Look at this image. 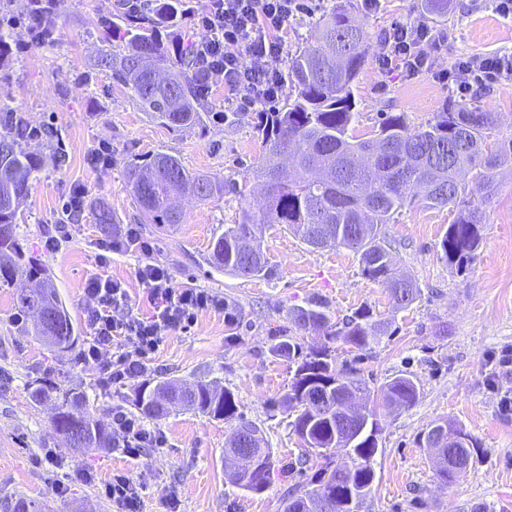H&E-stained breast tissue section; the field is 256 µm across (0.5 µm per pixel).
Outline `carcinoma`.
I'll return each instance as SVG.
<instances>
[{"mask_svg":"<svg viewBox=\"0 0 512 512\" xmlns=\"http://www.w3.org/2000/svg\"><path fill=\"white\" fill-rule=\"evenodd\" d=\"M30 2L29 18L37 39L52 42L56 38L51 23L55 0ZM184 13V0H145L135 12L117 6L105 23L128 36V51L106 52L99 60L151 118L178 129L202 127L208 118L224 119L222 112H209L200 92L194 47L175 38L174 27ZM353 13L350 0L332 6L317 23L322 44L288 52V100L281 109L260 113L257 126L266 146L264 160L256 169V177L267 184L266 208L259 213L242 210L239 222L216 240L219 247L212 249L209 261L214 268L243 278H268L273 268L260 246H254L253 258L248 260L233 250L231 243L257 239L268 224H284L307 243L312 239L310 226L339 224L341 238L327 247H345L358 253L362 273L381 281L394 303L406 308L417 300L419 288L414 283L402 286L401 279L391 272L379 226L389 223L395 212L414 198L430 207L452 206L456 216L448 225L441 250L449 264L463 268L479 245L483 221L480 204L496 193L501 168L512 163V138L490 141L496 113L461 107L439 113L435 122L418 129L408 128L400 115H388L381 122L378 137L355 139L350 131L360 112L352 84L364 66L368 33ZM14 42V27L6 20L0 22V62L9 59ZM289 150L296 156V174L291 179L280 163L281 155ZM50 160L63 162L62 152L53 144L52 129L32 127L24 113L0 107V281L5 285L22 278L50 280L47 268L25 254L17 233L20 204L28 196L35 174ZM125 177L139 213L150 224L182 223V214L172 205L178 193L191 191L206 200L218 193L237 191L235 184L208 174H189L165 152L130 162ZM31 296L53 310L56 320L49 328L37 321L28 325L36 305L18 293L16 322L23 332L42 342L47 336L54 337L49 347L64 356L75 343L66 306L49 285L32 291ZM294 323L304 330H321L328 341L361 351L387 332L384 323L371 320L366 310L334 322L321 301L298 309ZM271 351L296 365L282 398L286 408L297 411L294 434L309 428L312 440L326 451L325 462L310 480L314 488L288 491V512H309L307 503L325 492L334 502L332 512H359L363 499L355 497V490L372 485L375 479L372 460L377 444L364 433L349 448L352 464L348 469L330 467L329 451L336 447V409L342 405V393L334 392L332 403L320 407L300 399L298 390L309 380L364 387L366 381L356 369L346 364L337 366L326 345L306 352L297 337L283 336ZM180 389L184 395L177 404L187 410L224 420L237 416L233 393L214 382H185ZM30 395L39 404L56 400L51 422L58 434H81L89 439L90 449L112 447V431L98 417L89 411L73 412L74 407L85 404L84 395L45 386L33 389ZM419 395L418 384L407 374L394 377L382 389L383 399H394L400 408L415 404ZM257 453V467L249 477L254 493L268 487L273 470L272 451L261 436Z\"/></svg>","mask_w":512,"mask_h":512,"instance_id":"cac0c4a2","label":"carcinoma"}]
</instances>
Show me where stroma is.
<instances>
[{
    "label": "stroma",
    "instance_id": "stroma-1",
    "mask_svg": "<svg viewBox=\"0 0 512 512\" xmlns=\"http://www.w3.org/2000/svg\"><path fill=\"white\" fill-rule=\"evenodd\" d=\"M110 2L56 0V41L41 44L21 37L11 62L0 67V91L7 103L24 112L32 126L56 129L66 156L63 166L49 165L37 173L20 208L18 232L25 253L47 268L78 336L65 362H58L35 337L19 332L14 321V298L26 281L0 286V512H8L20 496L47 502L53 512L82 507L112 512L100 488L117 471L142 484L141 512H168L172 498L178 512H281L287 489L295 483L309 488L314 469L295 466L299 440L291 426L293 415L281 402L293 370L271 347L283 334L299 335L307 349L325 344L323 333L296 332L292 322L294 309L316 300L327 304L333 319L366 307L374 320L389 325L371 350L334 346L337 360L352 361L366 379L380 424L375 480L360 512H473L478 504L486 512H504L512 503V409L504 410L502 401L512 398V366L499 360L512 350V175L502 179L483 207L480 244L466 269L449 265L442 256L440 243L453 219L450 208H430L416 200L382 225L394 272L412 277L420 290L407 308H397L380 281L362 275L354 251L312 248L280 224L266 227L261 237L274 268L271 278L224 273L207 262L214 242L237 223L242 208L256 210L264 203L253 177L264 153L259 114L225 112L224 79L215 76L208 82L207 99L212 111L225 112V120L170 129L150 118L97 64L103 52L118 53L126 46L102 26ZM352 2L368 32L366 62L353 85L360 113L355 135L376 137L388 113L401 114L414 129L465 103L496 113V140L512 137V84L481 88L463 99L433 74L385 79L375 66L391 25L414 17L425 18L447 36L439 69L474 54L512 53V16L499 14L493 0H450L444 21L424 16L421 0H380L373 10L366 0ZM103 143L112 150L107 166L90 161ZM158 151L176 156L189 172L237 182L242 195L227 193L204 202L183 197L178 202L182 223L140 225L152 246L150 256L122 251L100 265L97 208L109 207L118 226L132 223L137 211L125 167ZM74 187L86 191L76 224L61 212L62 198ZM51 237L60 242L57 250L45 247ZM147 260L166 266L175 286L223 296L227 309L200 311L190 328L167 332L142 374L106 390L97 381L98 364L81 360L90 342L83 288L99 273L121 280L133 313H147L137 276ZM402 373L417 378L418 401L398 411L382 407L380 389ZM161 376L218 380L234 393L239 413L260 428L272 450L278 472L265 491L243 492L229 478L224 443L235 421L172 409L146 422L163 431L164 447L131 459L118 448L73 451L52 426L53 403L38 405L30 398L34 388L50 382L83 393L87 410L108 424L116 411L138 415L137 390L155 385ZM440 421L470 436L475 459L464 477L447 485L438 480L432 452L422 442L427 429ZM48 449L57 465L43 463ZM284 467L289 470L285 477L280 474ZM72 470L89 471L93 479L72 484L66 498L56 497L52 483L57 473Z\"/></svg>",
    "mask_w": 512,
    "mask_h": 512
}]
</instances>
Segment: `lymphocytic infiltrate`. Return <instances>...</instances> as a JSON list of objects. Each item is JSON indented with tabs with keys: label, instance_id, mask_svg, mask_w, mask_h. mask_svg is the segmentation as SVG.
Returning a JSON list of instances; mask_svg holds the SVG:
<instances>
[{
	"label": "lymphocytic infiltrate",
	"instance_id": "obj_1",
	"mask_svg": "<svg viewBox=\"0 0 512 512\" xmlns=\"http://www.w3.org/2000/svg\"><path fill=\"white\" fill-rule=\"evenodd\" d=\"M305 9L303 0H207L194 22L206 39L197 47V69L202 79L224 77L228 102L236 111L274 102L282 94L288 44L283 35ZM386 51L378 58L382 76L400 74L414 79L437 72L462 97L474 87L512 81V54L473 55L457 60L448 70L435 69L444 53L443 34L419 20L391 26ZM145 287L150 315L129 313L130 299L120 280L99 274L86 280L84 292L92 300L84 311L91 342L84 359L99 361L101 386L123 385L142 373L166 332L189 327L197 312L224 309V299L202 288L174 286L168 269L148 262L138 269ZM125 455L138 457L148 448L165 443L163 433L147 428L134 416L115 415ZM113 512H140L142 486L129 475L116 472L102 488Z\"/></svg>",
	"mask_w": 512,
	"mask_h": 512
}]
</instances>
